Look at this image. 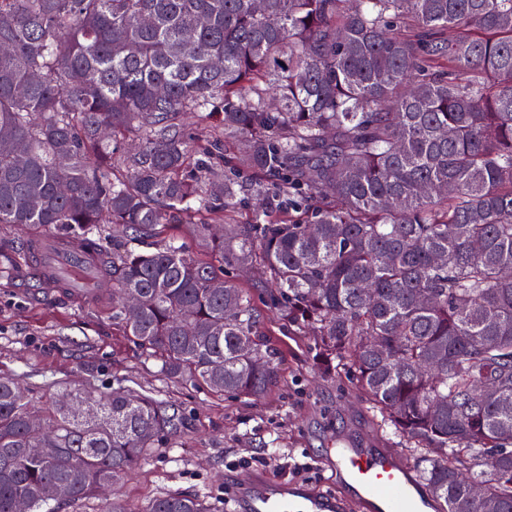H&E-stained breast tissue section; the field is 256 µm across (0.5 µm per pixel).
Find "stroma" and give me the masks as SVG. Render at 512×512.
Segmentation results:
<instances>
[{"label": "stroma", "mask_w": 512, "mask_h": 512, "mask_svg": "<svg viewBox=\"0 0 512 512\" xmlns=\"http://www.w3.org/2000/svg\"><path fill=\"white\" fill-rule=\"evenodd\" d=\"M23 228L0 224V376L38 387L93 372L103 385H132L179 405L188 430L176 447L158 448L117 487L128 512H141L158 494L189 491L216 512H234L231 485L254 470L274 478L334 487L323 455L348 436L379 448L370 409L345 381L324 378L307 342L289 335L274 310L264 329L283 353L282 384L265 400L245 402L162 377L112 320V305L33 287Z\"/></svg>", "instance_id": "1"}]
</instances>
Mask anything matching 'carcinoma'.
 <instances>
[{"mask_svg":"<svg viewBox=\"0 0 512 512\" xmlns=\"http://www.w3.org/2000/svg\"><path fill=\"white\" fill-rule=\"evenodd\" d=\"M244 172L252 224L228 216ZM175 221L208 256L156 240ZM0 224L33 259L59 231L184 385L274 392V309L435 512H512V0H0ZM187 426L91 372L39 395L1 376L0 512L116 487ZM143 512L212 509L173 492Z\"/></svg>","mask_w":512,"mask_h":512,"instance_id":"obj_1","label":"carcinoma"}]
</instances>
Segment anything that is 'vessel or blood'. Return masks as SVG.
I'll list each match as a JSON object with an SVG mask.
<instances>
[{"mask_svg":"<svg viewBox=\"0 0 512 512\" xmlns=\"http://www.w3.org/2000/svg\"><path fill=\"white\" fill-rule=\"evenodd\" d=\"M327 454L338 492L252 473L236 482L237 512H425L411 469L393 450L340 438Z\"/></svg>","mask_w":512,"mask_h":512,"instance_id":"vessel-or-blood-1","label":"vessel or blood"}]
</instances>
